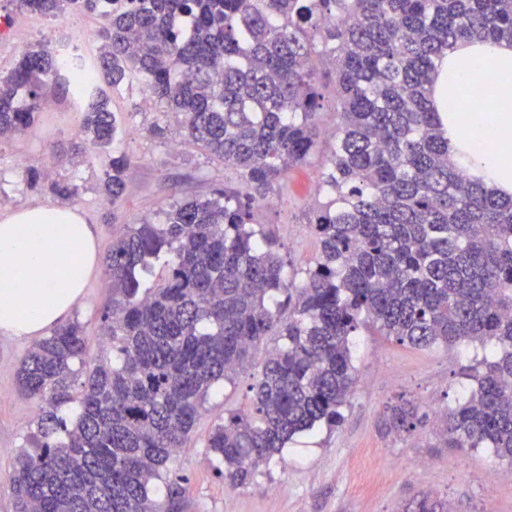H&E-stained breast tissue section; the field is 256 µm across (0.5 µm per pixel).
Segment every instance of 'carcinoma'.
I'll list each match as a JSON object with an SVG mask.
<instances>
[{"instance_id": "obj_1", "label": "carcinoma", "mask_w": 512, "mask_h": 512, "mask_svg": "<svg viewBox=\"0 0 512 512\" xmlns=\"http://www.w3.org/2000/svg\"><path fill=\"white\" fill-rule=\"evenodd\" d=\"M59 19L99 0H14ZM93 85L63 75L39 44L0 77V139L38 119L48 81L72 88L81 145L121 129L111 94L137 78L181 129L249 191L180 200L154 223L127 224L107 268L102 312L112 357L90 360L81 323L58 326L22 362L20 390L45 404L38 451L10 489L14 512H183L167 464L211 390L233 382L264 341L249 407L227 414L205 448L233 488L293 438L335 426L355 384L351 337L369 323L402 345L475 344L470 393L447 413L451 448L512 463V197L454 160L432 100L442 59L461 41L512 42V0H106ZM334 62L331 72L321 70ZM336 88V131L320 148V84ZM325 154L328 201L301 281L286 276L254 209L286 174ZM132 157L112 156L104 186L121 202ZM164 276L150 282L155 264ZM71 419L58 415L73 401ZM417 417L391 408L400 429ZM167 485V502L152 495Z\"/></svg>"}]
</instances>
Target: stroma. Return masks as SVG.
<instances>
[{
	"mask_svg": "<svg viewBox=\"0 0 512 512\" xmlns=\"http://www.w3.org/2000/svg\"><path fill=\"white\" fill-rule=\"evenodd\" d=\"M11 13L13 24L0 37V76L8 74L27 47L47 43L63 30L85 55L97 54L100 11H83L63 19L20 13L14 0H0V14ZM145 89L113 96L111 107L122 129L118 150L132 163L126 172V193L112 205L103 190L112 152L94 149L90 162L60 165L53 154L77 141L81 114L63 88L48 90L38 123L24 134L0 142V198L9 208L39 204L79 210L95 227L98 256L103 260L127 224L157 219L159 213L187 195L206 196L224 187L246 192L244 180L187 139L151 134L153 124H173L158 107L143 108ZM40 175L37 188H27L26 169ZM324 160L311 157L291 170L282 189L255 210V219L271 232L280 254L296 270L312 262L316 245L309 232L310 211L322 201ZM77 184V194L60 198L53 188ZM101 263L88 278L84 294L72 311L87 338L89 359L106 356L110 345L101 331V314L112 299V284ZM32 341L0 334V512H13L10 478L17 459L35 450L40 403L21 393L18 372ZM357 382L342 422L296 436L283 459L259 468L253 483L228 487L210 465L205 441L225 410L245 407L249 387L261 363L241 371L233 382L218 385L184 448L172 458L170 478L185 490V512H413L423 496L446 502L451 512H512V463L478 448L449 447L444 418L470 382L463 374L473 355L469 349L441 346L418 349L360 328L353 338ZM413 403L415 429L390 428L386 413L400 401ZM495 493H488L487 483Z\"/></svg>",
	"mask_w": 512,
	"mask_h": 512,
	"instance_id": "obj_1",
	"label": "stroma"
}]
</instances>
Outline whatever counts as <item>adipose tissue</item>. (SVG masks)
Listing matches in <instances>:
<instances>
[{
	"mask_svg": "<svg viewBox=\"0 0 512 512\" xmlns=\"http://www.w3.org/2000/svg\"><path fill=\"white\" fill-rule=\"evenodd\" d=\"M486 82L474 84L476 74ZM490 108L497 130L490 147L477 149L480 113ZM435 106L448 128L455 159L483 174L500 195H512V43L461 42L450 50L435 85ZM97 267V242L74 209L36 205L0 216V331L35 339L67 318Z\"/></svg>",
	"mask_w": 512,
	"mask_h": 512,
	"instance_id": "1",
	"label": "adipose tissue"
}]
</instances>
